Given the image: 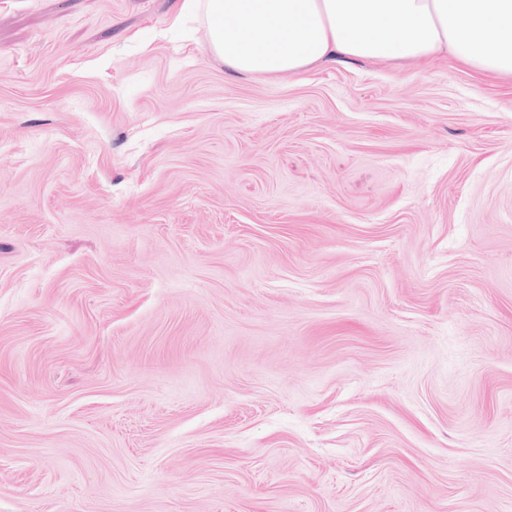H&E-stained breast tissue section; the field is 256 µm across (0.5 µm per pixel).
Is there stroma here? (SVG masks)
<instances>
[{"label":"stroma","instance_id":"obj_1","mask_svg":"<svg viewBox=\"0 0 512 512\" xmlns=\"http://www.w3.org/2000/svg\"><path fill=\"white\" fill-rule=\"evenodd\" d=\"M182 2L0 0V512H512V77Z\"/></svg>","mask_w":512,"mask_h":512}]
</instances>
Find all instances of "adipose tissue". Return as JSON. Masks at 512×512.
Masks as SVG:
<instances>
[{
    "label": "adipose tissue",
    "mask_w": 512,
    "mask_h": 512,
    "mask_svg": "<svg viewBox=\"0 0 512 512\" xmlns=\"http://www.w3.org/2000/svg\"><path fill=\"white\" fill-rule=\"evenodd\" d=\"M183 8L200 13L209 52L234 73L447 53L512 76V0H185Z\"/></svg>",
    "instance_id": "adipose-tissue-1"
}]
</instances>
